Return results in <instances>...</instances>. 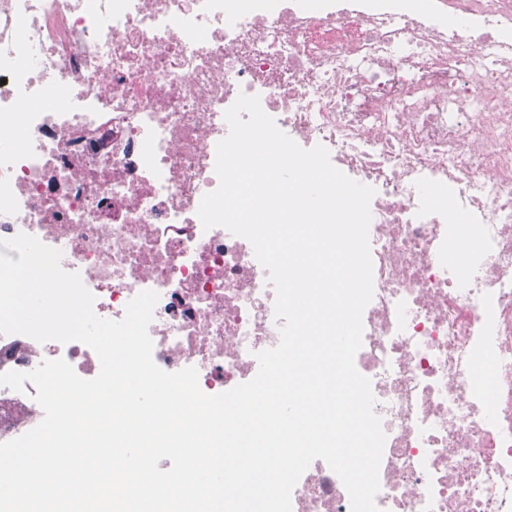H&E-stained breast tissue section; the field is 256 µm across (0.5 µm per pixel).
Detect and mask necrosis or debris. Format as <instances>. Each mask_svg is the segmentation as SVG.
I'll return each mask as SVG.
<instances>
[{
	"label": "necrosis or debris",
	"mask_w": 512,
	"mask_h": 512,
	"mask_svg": "<svg viewBox=\"0 0 512 512\" xmlns=\"http://www.w3.org/2000/svg\"><path fill=\"white\" fill-rule=\"evenodd\" d=\"M374 188L357 370L386 443L380 512H512V0H0V238L62 253L94 311L159 299L153 360L201 390L279 342L252 245L204 229L240 93ZM79 342L0 335V373ZM0 386V443L43 418ZM292 512H350L315 460Z\"/></svg>",
	"instance_id": "4bbe7bcc"
}]
</instances>
